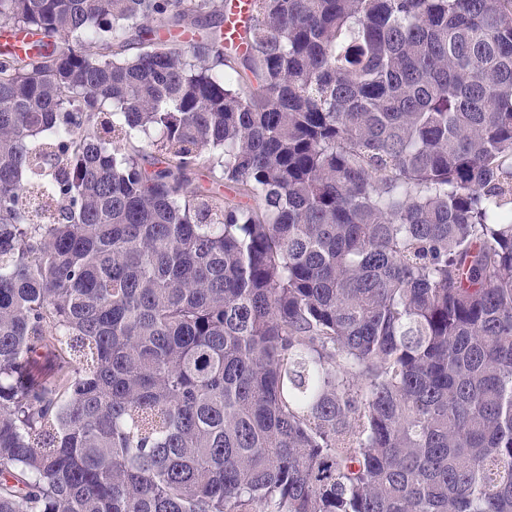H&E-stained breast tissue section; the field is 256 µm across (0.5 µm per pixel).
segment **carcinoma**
<instances>
[{
  "instance_id": "carcinoma-1",
  "label": "carcinoma",
  "mask_w": 512,
  "mask_h": 512,
  "mask_svg": "<svg viewBox=\"0 0 512 512\" xmlns=\"http://www.w3.org/2000/svg\"><path fill=\"white\" fill-rule=\"evenodd\" d=\"M250 2L0 0V512H512V0Z\"/></svg>"
}]
</instances>
